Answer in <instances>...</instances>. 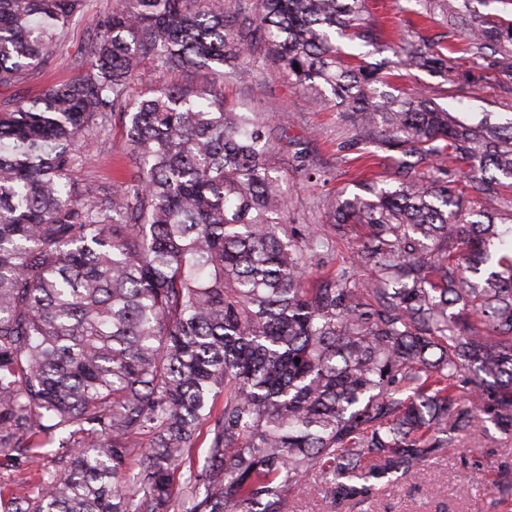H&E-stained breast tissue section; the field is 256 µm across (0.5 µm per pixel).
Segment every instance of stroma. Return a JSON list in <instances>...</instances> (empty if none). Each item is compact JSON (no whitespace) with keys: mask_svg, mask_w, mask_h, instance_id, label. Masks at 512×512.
Segmentation results:
<instances>
[{"mask_svg":"<svg viewBox=\"0 0 512 512\" xmlns=\"http://www.w3.org/2000/svg\"><path fill=\"white\" fill-rule=\"evenodd\" d=\"M115 2L87 0L86 20L71 27L64 40L13 86L0 87V107L34 99L47 86L80 75L85 67L83 49L95 36L93 21L107 14ZM243 64L249 72L240 79L217 84L207 71L191 68L180 74L179 81L222 95L229 107L284 113L277 165L290 203L288 224L300 230L311 224L319 226L331 242L328 250L313 259L310 276L326 278L346 271L356 287H368L374 271L353 263L362 230L351 224L345 235H337L331 213L339 197L359 193L364 179L397 186L401 177L397 152L378 148L372 157L363 158L358 131L321 100L295 91L264 48L255 49L253 58L244 59ZM458 81L463 90L453 96L439 78L426 74H404L395 83L402 89L430 91L459 119L489 112L498 123L512 121V76L502 75L486 60L479 65L464 64ZM125 122L123 115H115L79 147L77 162L69 172L75 187L93 183L108 191L115 181L130 175L134 164L124 149ZM507 485H512V436L491 427L455 440L429 460L426 472L378 485L352 502L339 503L300 490L290 501L288 512H512V495L502 494Z\"/></svg>","mask_w":512,"mask_h":512,"instance_id":"obj_1","label":"stroma"}]
</instances>
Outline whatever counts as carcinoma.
<instances>
[{
    "instance_id": "cac0c4a2",
    "label": "carcinoma",
    "mask_w": 512,
    "mask_h": 512,
    "mask_svg": "<svg viewBox=\"0 0 512 512\" xmlns=\"http://www.w3.org/2000/svg\"><path fill=\"white\" fill-rule=\"evenodd\" d=\"M194 2L122 0L94 21L80 76L0 109V449L69 452L37 494L0 489V512H170L177 499L180 512H287L313 468L330 476L319 494L349 501L486 422L512 435V252L492 250L512 239V122L454 120L336 45L388 49L458 93L463 61L489 54L512 74V20L416 0V15L460 25L450 49L392 39L366 0ZM81 11L0 0V86ZM259 45L365 144L400 153L397 187L366 183L332 215L366 227L355 261L375 268L369 288L345 273L307 286L329 240L286 224L280 118L176 82L192 67L236 79ZM145 60L167 80L132 99ZM116 111L135 173L78 193L79 143ZM446 160L499 207L450 189Z\"/></svg>"
}]
</instances>
